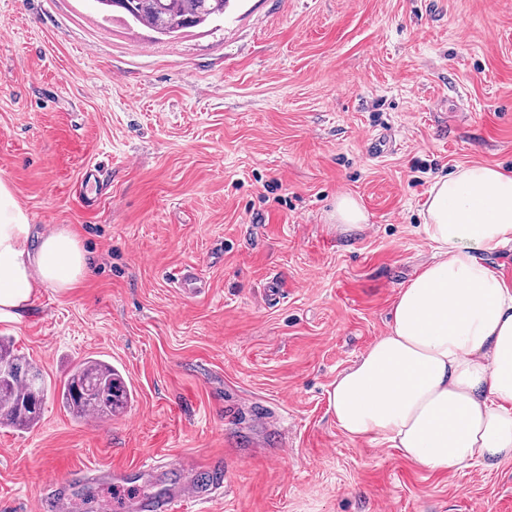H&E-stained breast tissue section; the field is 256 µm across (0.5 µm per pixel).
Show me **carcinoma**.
Returning <instances> with one entry per match:
<instances>
[{"instance_id":"carcinoma-1","label":"carcinoma","mask_w":512,"mask_h":512,"mask_svg":"<svg viewBox=\"0 0 512 512\" xmlns=\"http://www.w3.org/2000/svg\"><path fill=\"white\" fill-rule=\"evenodd\" d=\"M99 9L119 8L135 23L163 36L200 26L224 15L230 0H92ZM52 384L14 343L0 336V428L30 430L38 425ZM130 392L112 363L87 357L70 370L57 391L74 418L104 419L121 411Z\"/></svg>"}]
</instances>
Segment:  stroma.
Returning <instances> with one entry per match:
<instances>
[{"mask_svg":"<svg viewBox=\"0 0 512 512\" xmlns=\"http://www.w3.org/2000/svg\"><path fill=\"white\" fill-rule=\"evenodd\" d=\"M471 164L512 172V0H239L172 39L88 0H0V177L92 257L0 336L53 383L90 356L131 390L103 420L50 399L0 429V512L52 479L97 512L121 490L81 474L152 493L156 460L172 482L220 465L209 512H512V461L434 474L349 440L329 402L432 257L433 181ZM343 194L361 230L333 226ZM100 173V167L94 165L88 167L83 175L80 196L89 208H94L97 205L99 197L104 189V182L101 181Z\"/></svg>","mask_w":512,"mask_h":512,"instance_id":"obj_1","label":"stroma"}]
</instances>
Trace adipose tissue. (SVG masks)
<instances>
[{
    "label": "adipose tissue",
    "instance_id": "ef3b65f1",
    "mask_svg": "<svg viewBox=\"0 0 512 512\" xmlns=\"http://www.w3.org/2000/svg\"><path fill=\"white\" fill-rule=\"evenodd\" d=\"M435 254L400 289L392 322L332 385L337 426L431 472L512 459V281L485 257L512 244V173L472 164L423 205ZM90 258L66 228L37 231L0 179V318L66 291Z\"/></svg>",
    "mask_w": 512,
    "mask_h": 512
}]
</instances>
